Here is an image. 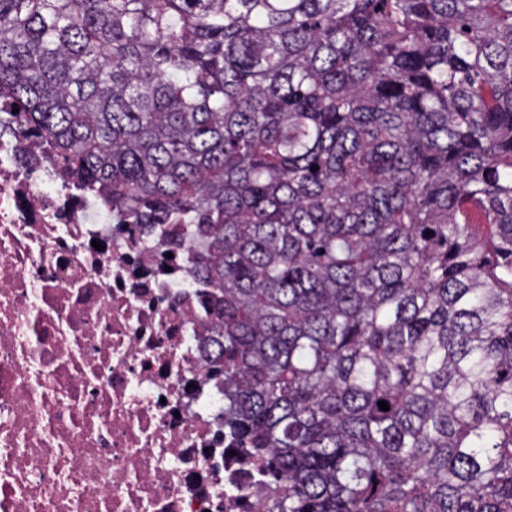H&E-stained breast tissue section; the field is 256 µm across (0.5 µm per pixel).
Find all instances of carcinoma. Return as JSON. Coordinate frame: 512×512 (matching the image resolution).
<instances>
[{
  "label": "carcinoma",
  "instance_id": "1",
  "mask_svg": "<svg viewBox=\"0 0 512 512\" xmlns=\"http://www.w3.org/2000/svg\"><path fill=\"white\" fill-rule=\"evenodd\" d=\"M15 108L185 225L274 512H512V0H0Z\"/></svg>",
  "mask_w": 512,
  "mask_h": 512
}]
</instances>
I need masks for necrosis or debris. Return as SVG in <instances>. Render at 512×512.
Masks as SVG:
<instances>
[{"label": "necrosis or debris", "mask_w": 512, "mask_h": 512, "mask_svg": "<svg viewBox=\"0 0 512 512\" xmlns=\"http://www.w3.org/2000/svg\"><path fill=\"white\" fill-rule=\"evenodd\" d=\"M193 261L0 113V512H270L272 480L224 438Z\"/></svg>", "instance_id": "obj_1"}]
</instances>
